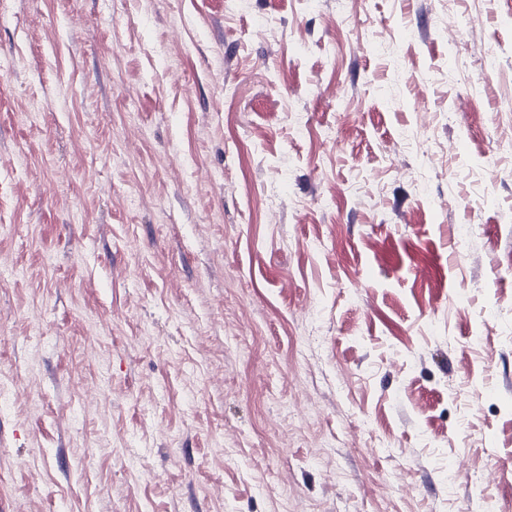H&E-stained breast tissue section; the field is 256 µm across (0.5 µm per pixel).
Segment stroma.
Segmentation results:
<instances>
[{
    "label": "stroma",
    "mask_w": 512,
    "mask_h": 512,
    "mask_svg": "<svg viewBox=\"0 0 512 512\" xmlns=\"http://www.w3.org/2000/svg\"><path fill=\"white\" fill-rule=\"evenodd\" d=\"M0 512H512V0H0Z\"/></svg>",
    "instance_id": "obj_1"
}]
</instances>
